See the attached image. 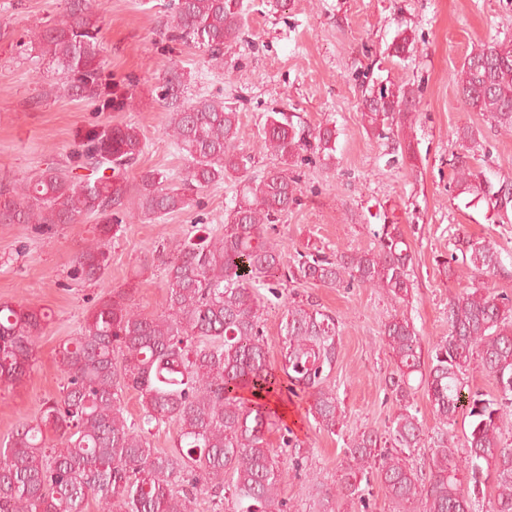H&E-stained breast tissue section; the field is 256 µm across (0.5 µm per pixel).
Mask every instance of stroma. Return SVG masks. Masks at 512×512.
Masks as SVG:
<instances>
[{
	"label": "stroma",
	"mask_w": 512,
	"mask_h": 512,
	"mask_svg": "<svg viewBox=\"0 0 512 512\" xmlns=\"http://www.w3.org/2000/svg\"><path fill=\"white\" fill-rule=\"evenodd\" d=\"M101 95L94 100L64 94L58 75L29 49L34 31L64 18V0H0V183L20 185L49 166L71 164L79 133L105 122L140 128L146 146L129 169L130 191L122 224L109 244L102 278L70 275L75 256L96 237L84 219L44 232L32 224L0 223V302L21 303L52 314L36 342V364L25 383L0 391V439L22 419L38 416L44 400L58 396L64 374L61 344L75 337L87 313L115 288L132 291L146 314L163 310L165 273L160 255L184 240L221 230L240 187L208 188L185 209L147 219L137 209L139 176L146 170L178 173L185 160L165 135L166 111L156 89L171 68L189 72L188 96L205 95L236 108L241 144L252 175L277 167L261 147L268 113L297 115L309 128L335 124L336 160L301 165L300 202L281 214L269 238L292 263L297 252L363 251L375 244L381 224H401L414 260L415 288L404 311L423 349L448 334V299L469 286L464 268L446 275L443 259L466 240L488 241L501 253L496 291L512 294V204L499 211L486 202L469 206L451 189L449 161L461 146L456 131L480 132L476 164L492 182L512 184V131L487 114L468 109L453 77L473 49L512 36V0H243L244 26L225 46L222 65L191 45L171 40V0H99ZM406 33L414 49L405 58L390 47ZM406 84L417 90L413 135L418 172L389 164L388 142L371 134L359 109L367 85ZM134 95L118 110L113 99ZM264 314L263 331L272 365L282 353L281 305L311 300L336 317L339 354L331 382L343 403L341 429L328 432L304 411L288 407L285 420L302 446L303 475L288 476L282 496L295 512H318L310 482L331 488L345 461L347 442L365 430L384 431L399 405L386 380L392 360L381 340L396 304L375 288H327L311 281L285 284ZM364 501L336 497L331 512H425L424 500L401 505L377 481ZM369 509H362V502Z\"/></svg>",
	"instance_id": "1"
}]
</instances>
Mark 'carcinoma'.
Returning a JSON list of instances; mask_svg holds the SVG:
<instances>
[{"label": "carcinoma", "instance_id": "obj_1", "mask_svg": "<svg viewBox=\"0 0 512 512\" xmlns=\"http://www.w3.org/2000/svg\"><path fill=\"white\" fill-rule=\"evenodd\" d=\"M172 39L192 42L209 60H222L224 45L243 25L240 0H177ZM100 26L89 0H67L65 19L45 25L31 50L61 71L62 87L96 99L102 86ZM463 103L487 112L495 125L512 130V40L493 41L472 51L454 74ZM187 77L171 71L158 86L169 115L165 133L186 165L173 181L157 170L140 177L138 207L149 219L184 209L190 195L226 179L242 185L227 210L223 232L176 245L164 258V311L139 312L128 292L104 295L76 337L58 351L62 390L40 413L19 423L0 442V512H86L94 500L105 512H191L201 479L223 493L230 512H288L281 497L287 471L283 455L300 443L285 421L284 408L311 401L308 413L334 433L344 410L330 384L338 356L335 317L312 304L284 305L280 328L283 361L271 364L262 331L264 297H279L287 281L304 279L329 288H378L396 302L409 301L413 255L399 224L373 232L374 248L356 253L300 252L284 264L282 252L265 236L266 225L297 204L300 192L292 167L310 152L335 160L336 128L314 131L283 112H270L262 147L288 165L255 177L251 157L238 152L240 119L224 101L187 98ZM412 88L397 85L365 90L361 115L367 127L393 145V161L414 166L417 150L409 130L416 112ZM463 152L452 157L457 196L501 207L512 186H494L473 163L470 145L478 131L459 133ZM145 143L132 124L95 126L79 137L74 151L78 175L48 167L21 187L0 185V222L73 224L97 220L96 243L74 260L75 275L100 278L108 266L113 223L129 192L127 169ZM468 269L476 283L448 299V336L423 358L413 322L397 311L384 324L382 342L394 371L388 384L399 412L386 434L364 431L346 446V464L336 486L324 492L369 504L362 480L374 476L399 504L421 497L427 512H475L483 488L492 487L487 512H512V446L504 442L512 413V295L488 288L483 279L502 266L499 251L471 242L442 262ZM51 314L23 304L0 302V389L15 390L33 370L36 339ZM479 363L494 378L498 396H469L462 405L465 372ZM419 378L434 414L447 427L466 409L469 435L465 457L445 431L427 440L412 412ZM136 391L143 413L125 415L123 393ZM177 432L172 447L156 448L149 436L162 424ZM280 432L269 446L266 433ZM431 442L429 474L409 464L410 453Z\"/></svg>", "mask_w": 512, "mask_h": 512}]
</instances>
